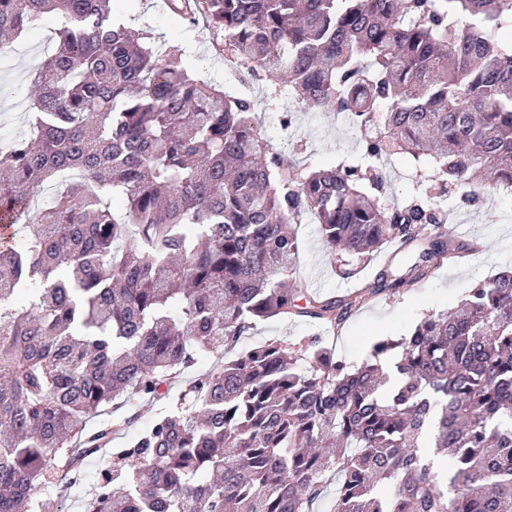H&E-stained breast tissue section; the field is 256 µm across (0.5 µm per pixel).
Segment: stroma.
Listing matches in <instances>:
<instances>
[{"label":"stroma","instance_id":"1","mask_svg":"<svg viewBox=\"0 0 512 512\" xmlns=\"http://www.w3.org/2000/svg\"><path fill=\"white\" fill-rule=\"evenodd\" d=\"M159 0H112L115 15L133 28L151 26L154 34L177 46L188 73L230 93H237L236 82L224 77V40L220 31L192 25L178 16L162 11ZM53 20L23 32L10 52L0 54V144L21 135L26 129L30 105V74L52 50ZM288 111L287 102L277 108L262 109L260 116L268 137L284 153H296L300 163L328 169L339 163L359 159L357 131L347 118L333 112H297L289 127H282L280 115ZM389 202H402L420 178V167L411 157L397 156L383 167ZM449 224L455 225L454 237L477 243L478 249L458 265H445L428 281L407 284L394 295L353 311L337 328L327 329L312 322L270 319L257 323L251 335L242 337L237 347L244 350L273 338L318 336L336 359L351 365L367 360L377 338L408 335L425 314L455 307L475 282L487 280L512 267V193L494 190L485 195L479 208L462 205L460 195L447 193L437 198ZM299 252L293 277L309 291L327 296L346 294L358 282L372 281L382 267L380 258L362 262L358 274L340 275L312 216L296 225ZM163 404L137 402L119 411L129 421L113 435L110 447L84 459L81 481L72 488L61 487L55 477L39 485L35 497L39 512H83V501L104 470L112 466L113 449L124 446L132 437L149 428Z\"/></svg>","mask_w":512,"mask_h":512}]
</instances>
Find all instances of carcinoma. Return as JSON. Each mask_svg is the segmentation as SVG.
<instances>
[{
  "mask_svg": "<svg viewBox=\"0 0 512 512\" xmlns=\"http://www.w3.org/2000/svg\"><path fill=\"white\" fill-rule=\"evenodd\" d=\"M166 4L222 32L267 105L349 114L364 159H423L425 180L470 205L512 186V39L493 45L512 35V0ZM48 14L27 129L0 147V215L20 234L0 245V512H38L56 468L77 481L124 427L87 423L169 398L197 355L271 318L339 324L474 248L426 193L388 204L361 163L313 169L277 150L254 99L192 78L111 0H0V53ZM304 213L350 262L398 247L373 282L307 296L288 229ZM401 251L417 258L398 275ZM170 402L115 449L85 512H313L332 476L331 512H512V271L359 367L315 337L270 339Z\"/></svg>",
  "mask_w": 512,
  "mask_h": 512,
  "instance_id": "1",
  "label": "carcinoma"
}]
</instances>
